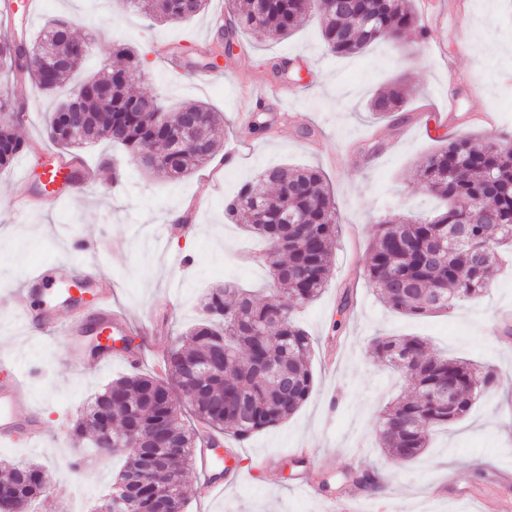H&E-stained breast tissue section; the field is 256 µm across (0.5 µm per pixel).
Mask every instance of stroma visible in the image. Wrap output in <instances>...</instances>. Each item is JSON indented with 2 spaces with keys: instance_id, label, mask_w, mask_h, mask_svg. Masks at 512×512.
I'll list each match as a JSON object with an SVG mask.
<instances>
[{
  "instance_id": "obj_1",
  "label": "stroma",
  "mask_w": 512,
  "mask_h": 512,
  "mask_svg": "<svg viewBox=\"0 0 512 512\" xmlns=\"http://www.w3.org/2000/svg\"><path fill=\"white\" fill-rule=\"evenodd\" d=\"M417 6L419 30L396 42L374 44L358 57L328 53L318 20L282 39L234 31L226 22L225 0H208L202 15L183 23H161L131 11L117 0H38L34 14L19 10L15 30L36 35L50 18L73 20L76 36L92 38L84 70L116 65L112 48L136 49L143 80L135 94L165 96L170 106L202 102L224 122V145L204 171L169 183L147 175L120 149L100 141L79 156L89 165L114 160L120 183H76L52 208L16 211L22 186H36L48 154L57 147L46 135L58 95L28 81L14 83L11 96L22 110L20 135L32 146L0 171V354L14 356L25 375L26 393L44 425L34 445L18 440L0 445V459L36 462L51 485L85 483L95 504L116 476L119 460L85 459L80 471L70 463L74 448L64 446L88 401L105 385L127 374L120 363L72 364L65 343L26 328L9 303V291L38 264H79L84 246L114 284V299L139 325L132 348L146 352L142 369L155 363L174 336L197 315L200 293L217 281L232 280L266 296L272 280L256 257L262 241L230 219L224 205L264 168L302 164L322 172L335 197L339 233L331 277L321 295L296 312L314 342V389L304 405L279 427L256 433L240 447V466L277 459L276 468L244 476L235 486L201 501L195 496L196 472L188 470V512H327L334 495H309L295 487L292 449L314 448L309 465L316 481L350 470L375 471L381 499L392 512H504L512 502V326L499 322L512 312V262H503L494 286L481 300L444 313L407 316L386 309L365 278L371 227L392 216H433L439 201L423 191L417 163L453 136L512 139V0H432ZM231 43L219 57L218 76L194 81L203 54ZM180 50L183 69L167 67L160 45ZM307 62L309 76L294 94L280 95L291 78L281 70L286 54ZM400 82L404 105L378 120L368 103L386 84ZM456 97L457 112L448 99ZM265 104L257 112L266 131L253 134L241 116L243 102ZM183 216L193 248L184 267L168 265V229ZM349 298L345 318L336 311ZM378 335L424 338L436 354L491 365L499 372L496 389L478 397L463 420L439 428L426 453L401 463L382 453L378 421L407 392V384L387 363L374 361L368 341Z\"/></svg>"
}]
</instances>
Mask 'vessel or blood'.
Listing matches in <instances>:
<instances>
[{
  "label": "vessel or blood",
  "instance_id": "vessel-or-blood-1",
  "mask_svg": "<svg viewBox=\"0 0 512 512\" xmlns=\"http://www.w3.org/2000/svg\"><path fill=\"white\" fill-rule=\"evenodd\" d=\"M75 178L90 181L94 172L83 160L59 156L46 170L43 182L57 187ZM10 301L28 325L47 335L63 336L71 361L90 359L108 364L119 359L132 368L144 362L143 355L122 353L112 347L113 337L126 335L131 321L123 310L113 306L112 283L98 263L37 269ZM88 335L97 337L96 348L86 347L84 338ZM42 433L34 405L24 393L22 375L13 364L0 360V440H36ZM196 472V490L203 497L224 490L244 474L240 468L226 470L224 457L210 447L200 449Z\"/></svg>",
  "mask_w": 512,
  "mask_h": 512
}]
</instances>
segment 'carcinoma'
<instances>
[{"label": "carcinoma", "mask_w": 512, "mask_h": 512, "mask_svg": "<svg viewBox=\"0 0 512 512\" xmlns=\"http://www.w3.org/2000/svg\"><path fill=\"white\" fill-rule=\"evenodd\" d=\"M125 0L128 7L160 22H178L198 15L206 0ZM235 29L282 38L316 17L327 50L355 56L381 41H398L417 25L409 0H354L341 9L338 0H226ZM372 18L363 22L362 14ZM72 25L49 20L39 40L13 32L0 34V68L16 80H32L51 93L62 87L83 64ZM127 66L113 71L112 99L105 108L94 82L87 77L85 94L59 103L47 127L48 138L65 149H78L99 139L123 149L130 160L158 179L177 182L207 165L220 148L219 120L203 103H187L171 120L151 123L147 114L165 112L160 98L137 96L120 75L137 67L128 46L116 48ZM56 60L47 76L40 59ZM402 89L393 85L371 99L379 119L399 110ZM88 113L80 127L68 124V113ZM18 111L12 98L0 95V170H7L30 146L15 132L9 114ZM190 115L196 126L183 137L194 145L181 149L173 136ZM149 160H141L144 150ZM418 181L427 192L448 202L432 219L389 218L374 226L366 266L369 282L390 309L409 315L447 310L461 300L478 301L493 288L491 274L498 249L512 244V153L470 136L448 139L440 150L422 158ZM295 213L304 224H284L282 214ZM471 222L473 246L480 262L471 264L470 246L452 245L448 232L461 213ZM225 213L241 216L252 233L265 239L273 288L257 298L245 288L226 284L209 290L202 301L203 318L176 337L164 356V375L136 373L112 381L97 393L73 427V436L92 438L103 454H121L125 462L112 486H119L138 504L139 512H184V476L197 429L180 419L181 407L192 409L208 429L243 441L280 426L307 401L314 387L311 338L293 318V311L313 302L331 275L338 216L322 173L311 167H271L245 184ZM372 357L403 372L413 396L402 398L381 418L379 442L389 456L407 462L428 447L430 428L464 419L477 397L490 392L498 372L429 351L417 336H376ZM453 383V409L432 403L429 396ZM0 486L13 491L11 509L26 512L29 502L47 492L41 465L13 466L0 460ZM345 484L381 492L369 472L346 471Z\"/></svg>", "instance_id": "carcinoma-1"}]
</instances>
